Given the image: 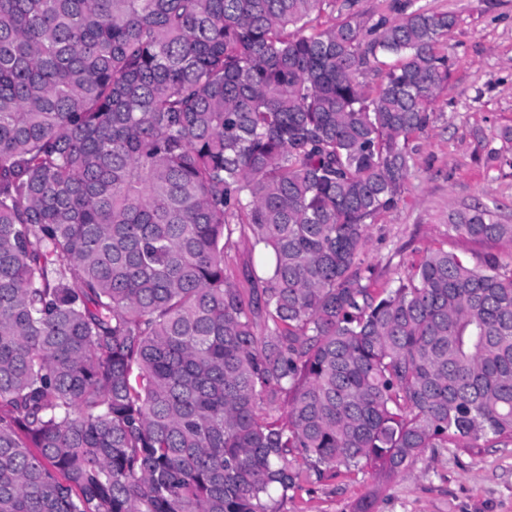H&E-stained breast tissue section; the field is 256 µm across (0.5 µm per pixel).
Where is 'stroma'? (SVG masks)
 I'll use <instances>...</instances> for the list:
<instances>
[{
  "instance_id": "stroma-1",
  "label": "stroma",
  "mask_w": 512,
  "mask_h": 512,
  "mask_svg": "<svg viewBox=\"0 0 512 512\" xmlns=\"http://www.w3.org/2000/svg\"><path fill=\"white\" fill-rule=\"evenodd\" d=\"M414 4L454 13L459 23L444 48L452 63L448 88L430 126L412 141L417 152L403 198L373 224L362 255L379 290L440 244L474 265L489 251L512 259V244L475 243L448 225L450 214L477 202L512 224V145L496 137L512 127V0ZM371 484L370 473H340L295 492L284 512H354ZM374 512H512V446L426 451L410 475L389 485Z\"/></svg>"
}]
</instances>
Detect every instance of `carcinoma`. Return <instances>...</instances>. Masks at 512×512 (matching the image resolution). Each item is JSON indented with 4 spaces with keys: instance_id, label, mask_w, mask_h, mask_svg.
<instances>
[{
    "instance_id": "carcinoma-1",
    "label": "carcinoma",
    "mask_w": 512,
    "mask_h": 512,
    "mask_svg": "<svg viewBox=\"0 0 512 512\" xmlns=\"http://www.w3.org/2000/svg\"><path fill=\"white\" fill-rule=\"evenodd\" d=\"M356 6L0 0V512H281L512 444V261L437 247L380 295L361 259L457 17ZM237 245L229 251V272L235 282L244 291L250 288L248 272L250 267L258 260L257 252L251 250L250 243L245 239H237ZM372 484L371 470L328 477L288 492L283 512H355L358 502L367 495ZM293 495L292 498H290Z\"/></svg>"
}]
</instances>
